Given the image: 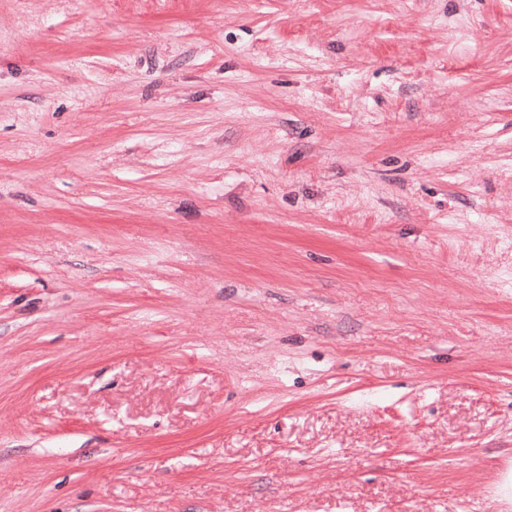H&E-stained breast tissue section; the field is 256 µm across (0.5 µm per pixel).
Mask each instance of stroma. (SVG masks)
<instances>
[{"label":"stroma","instance_id":"obj_1","mask_svg":"<svg viewBox=\"0 0 512 512\" xmlns=\"http://www.w3.org/2000/svg\"><path fill=\"white\" fill-rule=\"evenodd\" d=\"M0 512H512V0H0Z\"/></svg>","mask_w":512,"mask_h":512}]
</instances>
